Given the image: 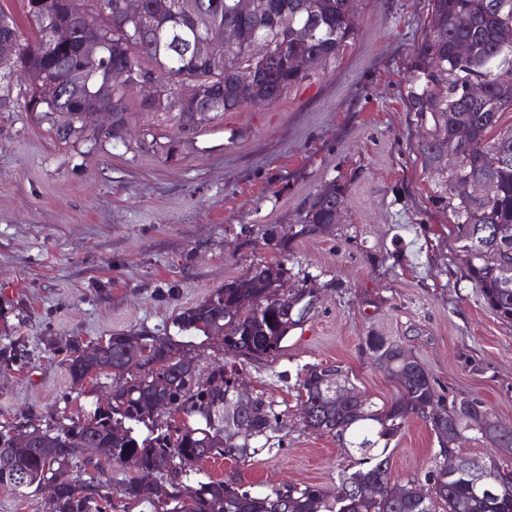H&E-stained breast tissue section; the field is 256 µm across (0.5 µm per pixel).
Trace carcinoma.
<instances>
[{
    "mask_svg": "<svg viewBox=\"0 0 512 512\" xmlns=\"http://www.w3.org/2000/svg\"><path fill=\"white\" fill-rule=\"evenodd\" d=\"M179 2L144 0L142 21L120 33L88 14L78 0H27V19L36 30L32 42L23 40L15 17L0 10V106L13 103L15 81L28 71H41L53 87L28 89L25 107L36 111L37 98L62 90L60 103L41 112L66 142L89 133L102 135L82 122L83 111L97 100L112 108V129L102 135L111 140L122 139L132 101L142 112L173 114L180 132H195L226 112L278 101L310 77L291 65L293 59L306 57L320 65L336 58L355 35L356 0H274L276 6L265 19L242 15L237 0H196L204 20L200 28L181 14ZM492 2L429 0V31L413 52L408 104L410 111L433 118V133L420 148L430 168L437 166L454 123L470 131L472 147L464 153L462 168L448 175L444 199L467 277L488 309L511 322L512 287H502L495 270L503 261L512 262V128L501 122L504 112L512 111V0H504L507 7L500 12L491 9ZM75 9L87 16L101 40L96 61L80 56L82 35L71 19ZM226 24L238 28L232 46L217 37ZM205 32L212 33L213 44L210 54L198 59L193 43ZM259 40L270 46L261 57L254 55ZM460 42L471 47L465 59L455 51ZM114 64H125L136 75L153 72L158 96L144 102L134 96L131 84L109 86L108 69ZM471 75L483 78L484 96L466 92L463 81ZM185 80L199 84L207 104L178 105L176 89ZM484 173L497 184L493 200L479 202L457 191L455 181ZM345 202L342 187L331 183L322 188L299 234H315L336 223ZM286 274L277 262L257 266L174 318L180 334L223 337L226 360L205 377L184 362L172 336L122 331L109 336L102 348L69 349L64 364L73 384L112 374L108 407L99 405L57 432L1 428L0 485L20 490L56 484L50 512H132L138 506L154 512H512V484L483 495L467 476L448 472L439 454L424 476L403 483L404 495L390 494L388 450L412 418L428 424L440 446L445 437L467 433L473 440L512 448V426L501 424L476 398L446 400L418 360L407 361L402 346L378 334L365 336L364 347L373 365L394 381L398 394L391 401L336 405L325 394L323 379L328 371L348 378L339 366L312 365L299 377L304 426L335 437L359 455L354 470L341 472L334 492L313 484L256 491L234 477L191 479V465L204 457L244 462L281 446L283 418L273 402L254 396L244 409L249 430L240 432L224 419V401L238 363L278 354L289 333L304 323L289 310L307 302L315 289L303 285L281 298L278 283ZM162 401L198 426L161 424ZM141 425L150 431L143 439L137 433ZM128 457L137 461V470L122 480L116 498L111 483L78 482L69 474L75 460L87 471L100 472L103 465H122ZM145 473L162 474L165 480L146 482ZM377 481L383 489L372 497L365 488Z\"/></svg>",
    "mask_w": 512,
    "mask_h": 512,
    "instance_id": "cac0c4a2",
    "label": "carcinoma"
}]
</instances>
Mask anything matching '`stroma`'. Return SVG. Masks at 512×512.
Returning a JSON list of instances; mask_svg holds the SVG:
<instances>
[{"label":"stroma","mask_w":512,"mask_h":512,"mask_svg":"<svg viewBox=\"0 0 512 512\" xmlns=\"http://www.w3.org/2000/svg\"><path fill=\"white\" fill-rule=\"evenodd\" d=\"M428 20L427 0H358L355 37L336 59L177 145L171 115L135 107L122 140L62 142L15 82L0 109V353L26 357L0 362V425L59 429L86 416L112 378L73 388L67 348L130 329L173 333L183 309L266 262L287 268L289 287L319 289L277 355L239 366L282 411L283 446L240 463L201 459L196 477L334 490L353 459L305 428L297 375L338 365L371 400L391 399L393 380L364 350L371 333L414 356L440 394L478 398L512 425V322L466 276L441 199L448 171L420 153L433 119L408 108ZM332 182L346 195L338 223L300 234ZM438 450L411 420L391 445L392 481L424 474Z\"/></svg>","instance_id":"1"}]
</instances>
